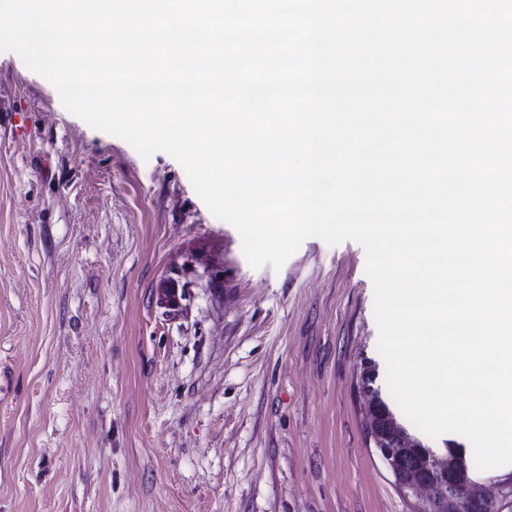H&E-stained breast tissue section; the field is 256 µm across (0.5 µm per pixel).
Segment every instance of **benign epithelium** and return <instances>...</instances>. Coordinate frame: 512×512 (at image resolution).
<instances>
[{
    "label": "benign epithelium",
    "mask_w": 512,
    "mask_h": 512,
    "mask_svg": "<svg viewBox=\"0 0 512 512\" xmlns=\"http://www.w3.org/2000/svg\"><path fill=\"white\" fill-rule=\"evenodd\" d=\"M369 441L412 512H504L512 504V480L480 491L469 478L465 455L428 448L395 419L380 411L368 382Z\"/></svg>",
    "instance_id": "benign-epithelium-1"
}]
</instances>
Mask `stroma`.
I'll return each mask as SVG.
<instances>
[{
	"mask_svg": "<svg viewBox=\"0 0 512 512\" xmlns=\"http://www.w3.org/2000/svg\"><path fill=\"white\" fill-rule=\"evenodd\" d=\"M356 241L252 268L183 166L0 52V512H411Z\"/></svg>",
	"mask_w": 512,
	"mask_h": 512,
	"instance_id": "35a3bbf8",
	"label": "stroma"
}]
</instances>
